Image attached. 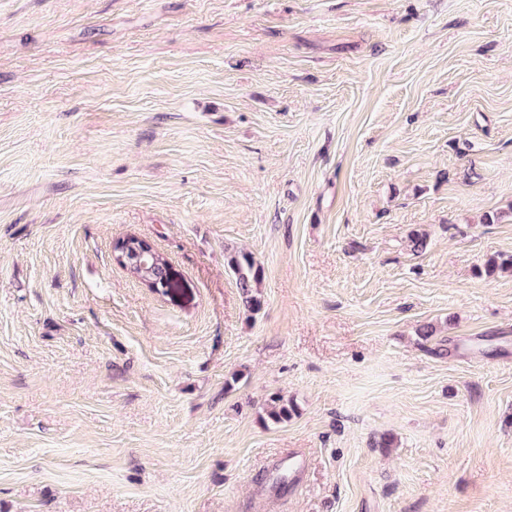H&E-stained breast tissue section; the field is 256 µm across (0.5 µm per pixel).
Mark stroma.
Returning a JSON list of instances; mask_svg holds the SVG:
<instances>
[{"instance_id": "35a3bbf8", "label": "stroma", "mask_w": 512, "mask_h": 512, "mask_svg": "<svg viewBox=\"0 0 512 512\" xmlns=\"http://www.w3.org/2000/svg\"><path fill=\"white\" fill-rule=\"evenodd\" d=\"M509 210L512 0H0V512H512ZM227 264L237 277L244 306L252 314L258 312L262 306V298L258 290L262 281L260 265L246 253L231 255Z\"/></svg>"}]
</instances>
